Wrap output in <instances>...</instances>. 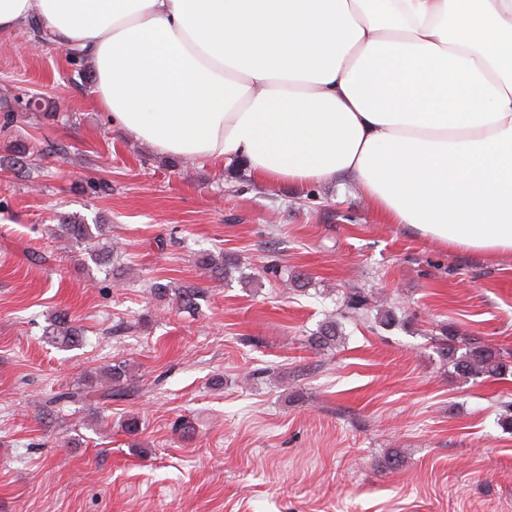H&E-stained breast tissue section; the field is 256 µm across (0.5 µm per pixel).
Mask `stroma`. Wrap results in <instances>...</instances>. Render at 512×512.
Masks as SVG:
<instances>
[{"label": "stroma", "mask_w": 512, "mask_h": 512, "mask_svg": "<svg viewBox=\"0 0 512 512\" xmlns=\"http://www.w3.org/2000/svg\"><path fill=\"white\" fill-rule=\"evenodd\" d=\"M0 41V156L67 147L0 171V512H512V374L462 378L434 343L512 350V257L383 223L345 178L264 183L160 154L110 125L63 48ZM60 218L109 225L124 288L59 250ZM219 252L241 276L198 269ZM169 281L202 289L196 313L155 296ZM62 309L79 347L45 341ZM336 313L343 346L312 348ZM119 361L133 396L88 391Z\"/></svg>", "instance_id": "stroma-1"}]
</instances>
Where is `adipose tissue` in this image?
<instances>
[{
  "label": "adipose tissue",
  "instance_id": "ef3b65f1",
  "mask_svg": "<svg viewBox=\"0 0 512 512\" xmlns=\"http://www.w3.org/2000/svg\"><path fill=\"white\" fill-rule=\"evenodd\" d=\"M164 155L349 177L388 224L512 255V0H0Z\"/></svg>",
  "mask_w": 512,
  "mask_h": 512
}]
</instances>
